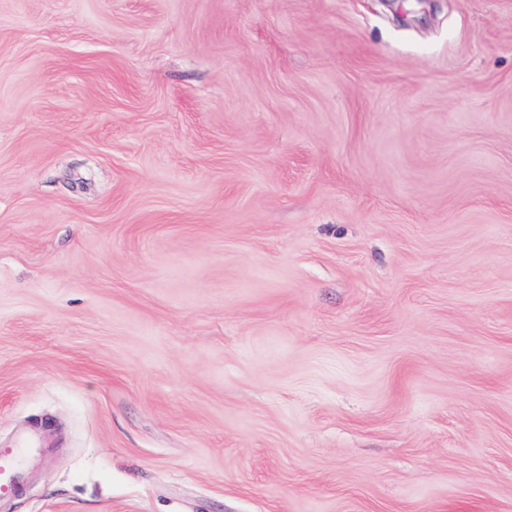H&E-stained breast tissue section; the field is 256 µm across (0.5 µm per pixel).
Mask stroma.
Returning a JSON list of instances; mask_svg holds the SVG:
<instances>
[{
  "label": "stroma",
  "mask_w": 512,
  "mask_h": 512,
  "mask_svg": "<svg viewBox=\"0 0 512 512\" xmlns=\"http://www.w3.org/2000/svg\"><path fill=\"white\" fill-rule=\"evenodd\" d=\"M0 512H512V0H0ZM24 443L16 448H0V498L14 495L21 483L24 474L21 469V456Z\"/></svg>",
  "instance_id": "1"
}]
</instances>
